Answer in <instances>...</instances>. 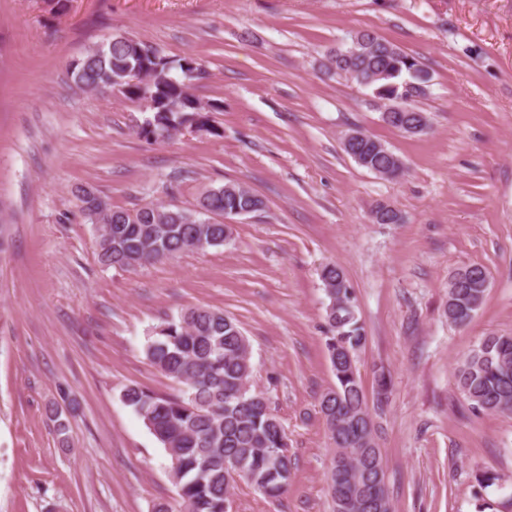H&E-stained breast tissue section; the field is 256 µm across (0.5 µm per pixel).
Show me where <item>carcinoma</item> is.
I'll use <instances>...</instances> for the list:
<instances>
[{"label":"carcinoma","instance_id":"carcinoma-1","mask_svg":"<svg viewBox=\"0 0 512 512\" xmlns=\"http://www.w3.org/2000/svg\"><path fill=\"white\" fill-rule=\"evenodd\" d=\"M195 59L172 60L161 50L125 33L88 50L71 63V75L84 90L103 93L125 85L135 66L145 67L140 91L155 107L136 134L163 140L180 129L216 135L211 115L196 107L197 97L174 71ZM336 70L352 83L372 89L380 99L404 100V114L385 124L405 131L421 111L418 98L430 74L414 56L375 32L360 31L332 56ZM359 165L385 179L404 170L401 159L372 135L352 146ZM91 224H101L96 246L107 267L135 270L186 251L221 247L231 228L211 223L224 212L250 214L266 208L265 200L237 182L201 193L196 209H172L146 203L136 209L81 203ZM376 222L398 224L401 215L376 203ZM320 280L328 298L325 310L327 358L334 377L318 401L334 453L325 479L331 512H392L386 470L376 441L358 367L367 336L358 318L354 289L344 269L334 262L321 266ZM490 275L478 264L458 267L448 275V322L462 326L482 309ZM145 355L158 371L183 386L175 396L129 386L123 401L144 421L171 458L170 478L179 512H226L231 488L240 479L271 500L279 499L292 480L295 455L282 419L262 391L252 389L251 344L237 321L224 312L194 306L165 320L147 337ZM457 387L474 412L512 413V335H490L468 351L456 368ZM376 399H388L392 381L375 372Z\"/></svg>","mask_w":512,"mask_h":512}]
</instances>
